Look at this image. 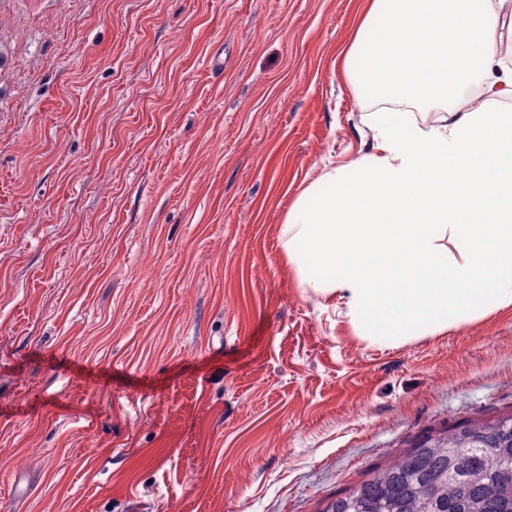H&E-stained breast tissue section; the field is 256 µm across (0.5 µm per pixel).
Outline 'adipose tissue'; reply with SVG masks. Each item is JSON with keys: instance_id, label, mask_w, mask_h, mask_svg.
<instances>
[{"instance_id": "adipose-tissue-1", "label": "adipose tissue", "mask_w": 512, "mask_h": 512, "mask_svg": "<svg viewBox=\"0 0 512 512\" xmlns=\"http://www.w3.org/2000/svg\"><path fill=\"white\" fill-rule=\"evenodd\" d=\"M512 0H363L336 49L371 146L296 197L280 241L300 287L386 345L512 306ZM475 87L479 103L466 105ZM433 111L432 120L417 110Z\"/></svg>"}]
</instances>
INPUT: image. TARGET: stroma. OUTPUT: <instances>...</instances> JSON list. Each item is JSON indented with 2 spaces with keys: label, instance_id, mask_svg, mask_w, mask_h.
<instances>
[{
  "label": "stroma",
  "instance_id": "35a3bbf8",
  "mask_svg": "<svg viewBox=\"0 0 512 512\" xmlns=\"http://www.w3.org/2000/svg\"><path fill=\"white\" fill-rule=\"evenodd\" d=\"M357 7L0 0V512H322L512 413V307L374 344L281 248L370 145Z\"/></svg>",
  "mask_w": 512,
  "mask_h": 512
}]
</instances>
